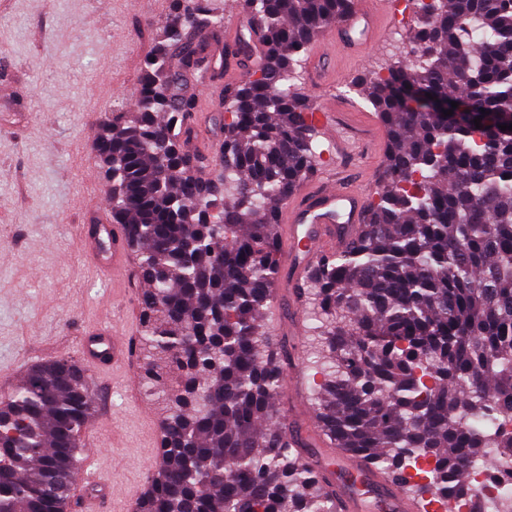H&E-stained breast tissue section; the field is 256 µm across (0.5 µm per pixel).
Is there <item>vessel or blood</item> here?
Here are the masks:
<instances>
[{"instance_id":"b4317fda","label":"vessel or blood","mask_w":512,"mask_h":512,"mask_svg":"<svg viewBox=\"0 0 512 512\" xmlns=\"http://www.w3.org/2000/svg\"><path fill=\"white\" fill-rule=\"evenodd\" d=\"M392 9V0H352L329 37L335 46L360 54L379 41ZM365 211V189L335 180L305 188L282 207L281 251L289 289L297 288L307 268L357 234ZM94 217L93 223L80 227L88 257L104 275L126 269L129 255L123 225L113 223L102 208L95 210ZM79 353L87 367L103 375L118 365L131 366L132 338L103 326L81 336ZM302 431L306 443L315 450L312 463L336 495L337 512H409L411 504L400 483L385 480L351 454L339 450L327 456L317 453L314 426L305 425Z\"/></svg>"}]
</instances>
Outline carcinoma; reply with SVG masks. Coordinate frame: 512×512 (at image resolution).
I'll use <instances>...</instances> for the list:
<instances>
[{
	"label": "carcinoma",
	"instance_id": "carcinoma-1",
	"mask_svg": "<svg viewBox=\"0 0 512 512\" xmlns=\"http://www.w3.org/2000/svg\"><path fill=\"white\" fill-rule=\"evenodd\" d=\"M237 2L259 51L224 89L220 169L189 147L187 79L214 62L213 0H171L137 111L104 113L96 140L112 223L137 253L143 387L163 414L136 512H336L278 415L285 366L264 311L279 209L315 169L301 56L350 0ZM405 48L387 77L352 83L387 128L385 172L358 236L303 295L323 318V436L426 512L469 496L470 459L512 460V0H434ZM431 98L468 110L451 118ZM92 402L63 357L0 397V512H70Z\"/></svg>",
	"mask_w": 512,
	"mask_h": 512
}]
</instances>
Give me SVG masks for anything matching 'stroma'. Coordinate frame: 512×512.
<instances>
[{"label": "stroma", "mask_w": 512, "mask_h": 512, "mask_svg": "<svg viewBox=\"0 0 512 512\" xmlns=\"http://www.w3.org/2000/svg\"><path fill=\"white\" fill-rule=\"evenodd\" d=\"M170 0H0V394L10 391L48 353L77 359L82 332L97 326L139 335L137 266L102 278L89 266L80 237L104 199L106 180L94 147L106 112L136 109L141 64L169 19ZM414 15L361 57L334 53L322 84L302 91L333 108L336 136L316 126L331 158L314 179L332 175L374 189L383 167L386 130L372 107L350 91L368 72H385L394 33H408ZM214 70L193 92L207 97L194 125L192 150L210 168L219 146L210 140L223 80ZM141 355L130 371L94 378L112 402L102 424H88L83 475L105 479L110 512H134L159 462L161 411L142 390Z\"/></svg>", "instance_id": "1"}]
</instances>
